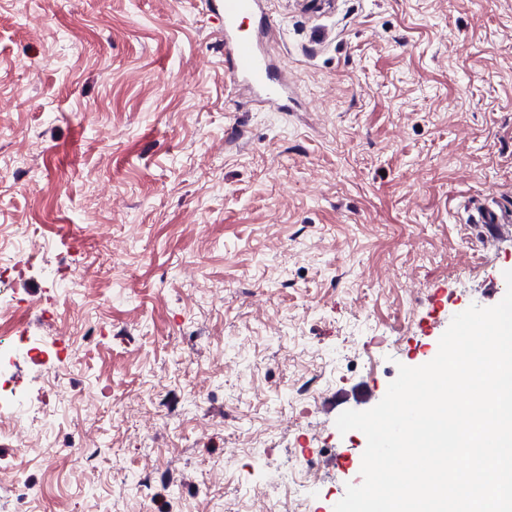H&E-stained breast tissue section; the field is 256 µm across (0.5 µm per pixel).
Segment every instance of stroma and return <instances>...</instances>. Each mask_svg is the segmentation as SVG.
I'll list each match as a JSON object with an SVG mask.
<instances>
[{"mask_svg":"<svg viewBox=\"0 0 512 512\" xmlns=\"http://www.w3.org/2000/svg\"><path fill=\"white\" fill-rule=\"evenodd\" d=\"M293 102L238 96L219 0H0V335L50 432L0 437V512H260L346 410L499 303L458 201L512 208V0H268ZM80 361L47 380L56 346ZM56 366V365H55Z\"/></svg>","mask_w":512,"mask_h":512,"instance_id":"obj_1","label":"stroma"}]
</instances>
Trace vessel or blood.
Wrapping results in <instances>:
<instances>
[{
	"label": "vessel or blood",
	"instance_id": "b4317fda",
	"mask_svg": "<svg viewBox=\"0 0 512 512\" xmlns=\"http://www.w3.org/2000/svg\"><path fill=\"white\" fill-rule=\"evenodd\" d=\"M224 13V58L233 81L258 95L268 110L288 109V73L273 67L256 34L246 32L248 22L263 23V0H221ZM463 208L467 221L486 227L483 243H496L512 234V212L489 201H468Z\"/></svg>",
	"mask_w": 512,
	"mask_h": 512
}]
</instances>
